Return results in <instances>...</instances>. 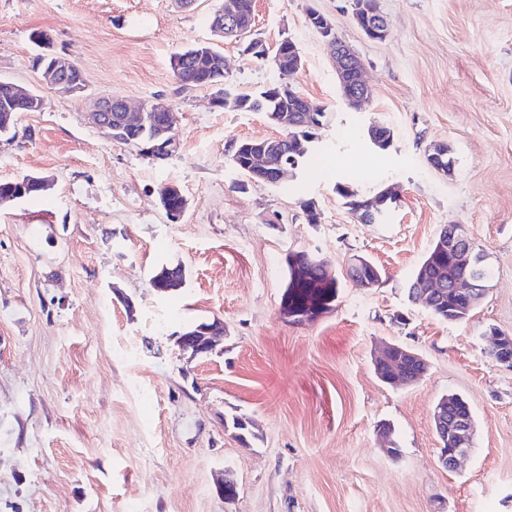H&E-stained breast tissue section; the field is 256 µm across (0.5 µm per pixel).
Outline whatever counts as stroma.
Here are the masks:
<instances>
[{"label":"stroma","mask_w":512,"mask_h":512,"mask_svg":"<svg viewBox=\"0 0 512 512\" xmlns=\"http://www.w3.org/2000/svg\"><path fill=\"white\" fill-rule=\"evenodd\" d=\"M223 3L0 0V80L45 100L0 135V181H53L0 206V512H512V368L485 338L512 335V0H377L381 40L357 27L354 0H256L257 33L300 49L289 78L215 40L208 19ZM312 9L361 58L364 108L342 99ZM40 32L80 67L83 94L45 83ZM211 43L229 87L286 81L325 108L309 168L237 189L230 141L280 130L177 82L173 57ZM101 97L169 105L178 151L158 162L108 140L89 119ZM373 124L390 129L387 150L370 144ZM439 144L451 172L427 162ZM340 182L391 193L384 219L361 222ZM168 184L187 199L176 220L160 204ZM444 224L463 225L493 271L460 323L407 295ZM297 251L327 259L340 283L333 311L303 325L281 311ZM358 256L379 268V287L349 279ZM176 264L184 285L157 293L155 271ZM215 317L223 341L189 358L179 334ZM384 342L426 361L419 383L378 379ZM449 393L477 422L453 472L433 424ZM234 413L253 422L247 444L224 427ZM227 470L230 501L216 489Z\"/></svg>","instance_id":"35a3bbf8"}]
</instances>
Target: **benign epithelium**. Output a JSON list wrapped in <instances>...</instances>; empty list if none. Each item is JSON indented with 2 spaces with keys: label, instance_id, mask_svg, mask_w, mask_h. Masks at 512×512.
Segmentation results:
<instances>
[{
  "label": "benign epithelium",
  "instance_id": "benign-epithelium-1",
  "mask_svg": "<svg viewBox=\"0 0 512 512\" xmlns=\"http://www.w3.org/2000/svg\"><path fill=\"white\" fill-rule=\"evenodd\" d=\"M255 27V9L243 11L236 3V0H225L224 9L216 16L212 31L226 38L238 39L247 31H253ZM332 55L333 66L339 79V89L342 97L349 103H360L367 98L368 88L363 79L364 66L361 60L349 47V45L338 37L327 40ZM47 58L50 63L43 71L44 80L54 86L60 87L72 94H79L85 90V79L81 69L71 59L57 54L49 53ZM0 85L9 91V94L0 100V112L5 113V120H10L13 98H24L29 106V111L39 112L44 107V99L36 92L16 84L2 81ZM296 103L290 111L279 117L278 122L283 129L313 127L314 112L317 107L307 98L297 94ZM163 131L164 138L154 144V148L160 151V155L169 158L178 150V140L172 136L173 122L172 113L169 109H163ZM96 118V126L102 130L109 139H115L114 133L137 129L143 124V111L133 112L129 109L126 101L120 98L107 97L99 100L93 112ZM288 153V139L278 136V145L251 155V165L263 171L262 177L274 180L281 178L287 172L283 165L276 169L270 168L269 155ZM473 250V243L466 232L456 229L451 234L448 242L440 243L439 251L448 254V262L469 263ZM350 279L359 287L371 289L380 284L379 274L368 262L355 258L352 267L348 270ZM486 288L483 286L478 271L461 278H450L448 280L435 279L425 287L413 291V299L429 308L444 294L448 293L466 306L471 307L477 300L484 296ZM224 335V321L214 320L212 323L199 329V334L189 336L180 341V347L189 350L193 355H206L213 350L215 339ZM490 351L496 361L503 365L512 363V337L493 331L487 334ZM397 346L385 345L374 359L376 369L384 373V381L396 384L399 382H416L424 375L421 370L425 364L423 358L407 348L396 354ZM406 359L413 367L412 374H407L402 367L401 359ZM469 410V406H463V410H451L439 406L436 410V420L439 439L448 444V447L441 449L439 461L441 465L455 471L461 464L462 459L467 455L468 449L464 445L470 443L473 433L469 424V417L462 414V411Z\"/></svg>",
  "mask_w": 512,
  "mask_h": 512
}]
</instances>
